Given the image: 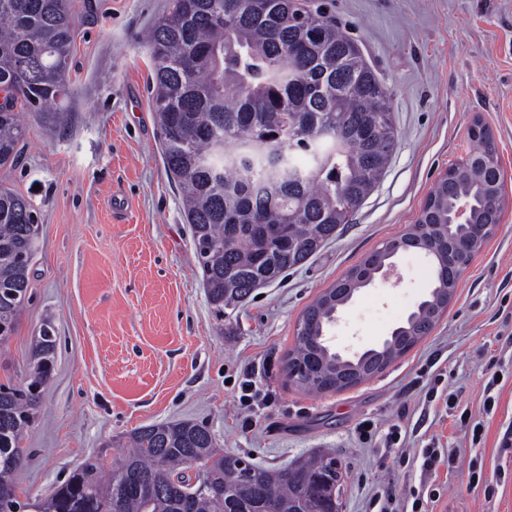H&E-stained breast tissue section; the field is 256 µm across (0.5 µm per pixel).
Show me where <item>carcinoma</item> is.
I'll return each mask as SVG.
<instances>
[{"mask_svg":"<svg viewBox=\"0 0 512 512\" xmlns=\"http://www.w3.org/2000/svg\"><path fill=\"white\" fill-rule=\"evenodd\" d=\"M78 25L73 0H0V168L17 162L28 138L22 113L51 124V107L71 94ZM147 43L164 164L180 186L207 299L222 317L320 251L378 186L398 142L390 93L335 21L296 0H169ZM471 141L468 160L429 195L433 204L416 222L422 242L436 224L465 234L450 220L462 197L477 224L491 223L500 207L495 142ZM39 231L33 204L0 186V345L15 333ZM428 255L432 291L400 332L409 346L435 326V289L457 285L453 270ZM382 259V250L371 252L304 310L307 330L290 354L297 386L333 390L336 373L361 370L391 348L390 339L347 363L324 343L349 289ZM56 342L45 325L25 383L0 385V512H341L336 457L268 469L221 452L208 428L188 420L144 426L128 437L117 469L87 461L45 498L20 501L22 441Z\"/></svg>","mask_w":512,"mask_h":512,"instance_id":"carcinoma-1","label":"carcinoma"}]
</instances>
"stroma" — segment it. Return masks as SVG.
I'll return each instance as SVG.
<instances>
[{
  "instance_id": "obj_1",
  "label": "stroma",
  "mask_w": 512,
  "mask_h": 512,
  "mask_svg": "<svg viewBox=\"0 0 512 512\" xmlns=\"http://www.w3.org/2000/svg\"><path fill=\"white\" fill-rule=\"evenodd\" d=\"M326 10L358 43L391 93L398 144L387 172L335 239L281 281L217 318L200 277L177 185L161 156L149 91L143 32L167 0H75L81 31L70 62L73 93L45 127L28 113L29 136L0 184L30 199L40 237L28 300L9 343L0 347V384L21 383L44 323L57 334L53 374L23 445L15 482L20 499L46 496L91 458L118 465L134 429L161 421L207 426L225 453L279 468L334 453L343 470L342 512H369L373 495H391L410 512L422 486L437 488L433 512H512V0H299ZM492 132L509 192L502 221L460 275L453 300L428 336L386 369L353 387L310 393L289 381L285 364L297 324L382 243L415 224L439 177L465 157L468 130ZM399 283L361 288L329 327L332 350L377 347L402 325L431 287L415 249L393 259ZM435 359L439 384L418 371ZM508 371L492 414L483 385ZM251 374L269 405L242 429L237 383ZM458 393L471 428L427 402L429 387ZM399 424L406 457L380 467L377 449L359 443L357 425ZM456 448L436 475L422 471L430 441ZM480 483H473V474Z\"/></svg>"
}]
</instances>
